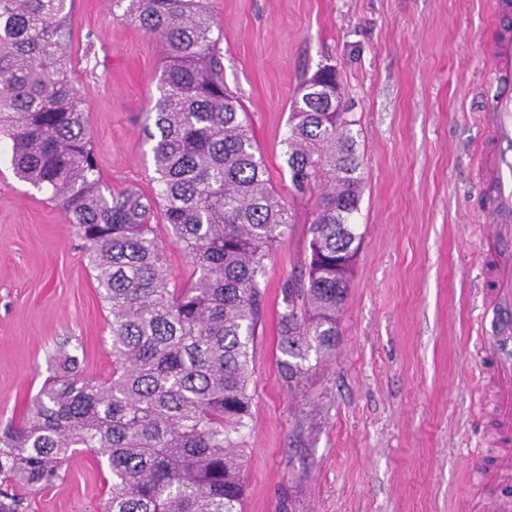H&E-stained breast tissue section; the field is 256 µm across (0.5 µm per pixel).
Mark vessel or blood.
<instances>
[{
    "instance_id": "obj_1",
    "label": "vessel or blood",
    "mask_w": 512,
    "mask_h": 512,
    "mask_svg": "<svg viewBox=\"0 0 512 512\" xmlns=\"http://www.w3.org/2000/svg\"><path fill=\"white\" fill-rule=\"evenodd\" d=\"M489 63L486 82L492 89L480 115V146L476 152L477 194L487 222L480 227L486 275L482 296L487 316L483 330L489 337L482 356L491 382L480 396L495 425L487 435V449L477 454L469 478L484 491L485 512H512V30L500 28L483 47Z\"/></svg>"
}]
</instances>
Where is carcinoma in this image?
Segmentation results:
<instances>
[{"label":"carcinoma","mask_w":512,"mask_h":512,"mask_svg":"<svg viewBox=\"0 0 512 512\" xmlns=\"http://www.w3.org/2000/svg\"><path fill=\"white\" fill-rule=\"evenodd\" d=\"M68 0H0V133L15 175L52 190L83 240L112 315V376L84 375L62 343L54 375L26 415L0 429V512H28L27 491L55 487L76 450L106 457L103 512H242L249 383L261 322L265 259L291 213L224 82L221 34L203 0H128L124 20L164 48L147 112L153 197L104 195L88 109L68 76ZM336 69L304 79L291 101V192L318 187L305 270L277 313L278 365L288 386L310 357L336 351L357 250L363 178ZM198 277L171 287L154 208Z\"/></svg>","instance_id":"cac0c4a2"}]
</instances>
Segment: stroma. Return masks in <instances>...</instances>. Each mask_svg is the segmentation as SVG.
Listing matches in <instances>:
<instances>
[{
	"label": "stroma",
	"mask_w": 512,
	"mask_h": 512,
	"mask_svg": "<svg viewBox=\"0 0 512 512\" xmlns=\"http://www.w3.org/2000/svg\"><path fill=\"white\" fill-rule=\"evenodd\" d=\"M224 80L292 213L267 260L250 382L243 512H468L467 469L486 430L474 349L482 309L475 141L493 0H207ZM121 0H73L68 75L89 108L101 181L152 194L143 129L163 50ZM331 64L354 120L361 237L333 357L303 389L279 367L277 305L309 255L315 201L291 196L283 140L301 80ZM110 321L73 225L0 155V425L81 344L85 375H112ZM303 445L292 442L297 424ZM107 470L83 453L29 512H101Z\"/></svg>",
	"instance_id": "1"
}]
</instances>
